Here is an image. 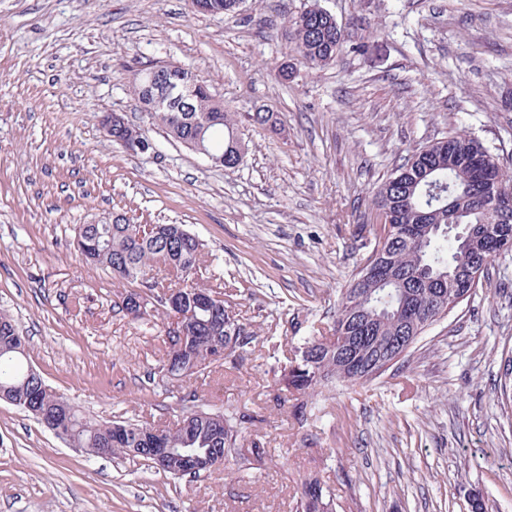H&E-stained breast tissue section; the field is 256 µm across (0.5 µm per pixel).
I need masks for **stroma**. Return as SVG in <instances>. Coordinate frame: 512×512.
<instances>
[{"mask_svg":"<svg viewBox=\"0 0 512 512\" xmlns=\"http://www.w3.org/2000/svg\"><path fill=\"white\" fill-rule=\"evenodd\" d=\"M329 11L347 48L303 64L293 20ZM191 68L236 114L240 165L215 167L168 137L133 92L144 66ZM290 77H283V70ZM512 0H0V311L46 383L101 421L171 425L154 322L85 264L76 229L124 214L181 224L209 285L237 290L254 354L212 371L203 398L253 414L264 460L173 479L138 459L71 447L0 402V512H291L304 478L333 512H512V252L408 355L362 386L329 385L297 422L279 384L293 338L332 320L373 237L378 186L418 147L465 131L512 165ZM273 112L276 127L250 116ZM124 114L154 149L106 137Z\"/></svg>","mask_w":512,"mask_h":512,"instance_id":"1","label":"stroma"}]
</instances>
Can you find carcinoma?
Instances as JSON below:
<instances>
[{
	"label": "carcinoma",
	"instance_id": "cac0c4a2",
	"mask_svg": "<svg viewBox=\"0 0 512 512\" xmlns=\"http://www.w3.org/2000/svg\"><path fill=\"white\" fill-rule=\"evenodd\" d=\"M207 13L230 14L240 0H204ZM296 50L302 62L321 67L332 62L343 49L345 37L334 16L305 9L293 22ZM162 78L171 84L188 83L192 88L191 112H158L157 119L168 136L185 146L205 140L210 152L231 169L243 159L244 147L237 135L234 114L213 102L208 87L191 79L189 69L170 66ZM497 188L512 198V168L503 166L482 142L464 132L432 141L414 151L379 186L375 206L390 208L395 228L380 231L367 245L357 273L336 304L332 325L326 334L305 336L294 347L292 357L281 365L285 390L294 397V407L304 413L307 397L329 383L364 385L388 370L391 360L377 336H402L409 330L421 334L425 326L411 328L396 314L401 298L419 300L429 312L443 302H452L453 288L443 284L452 277L465 288L475 273L489 275L495 258L481 239L491 233L512 243V211L486 207L480 198L484 186ZM408 224L428 227L423 246L411 245L400 232ZM181 224H158L149 233L124 215H114L104 224L79 227L78 251L82 258L104 267L112 276L136 282L141 291H128L125 304L137 305L136 320L167 315V292L180 286L186 307L207 295L210 307L198 311L189 324V338L180 343L163 332L166 359L162 370L175 382L199 377L226 364L244 361L255 351L252 324L239 318L233 294L217 292L194 283L202 260V243L183 235ZM371 265L387 267L394 286L369 292L363 281ZM224 345L225 354H218ZM13 399L35 410L58 412L64 436L75 448H88L92 455L135 458L155 463L151 448L162 443L171 448H195L220 465L230 459L258 461L266 454L260 443L244 447V425L253 416L234 410L213 409L203 403L198 388L180 392L182 416L161 433L146 436L151 424L135 421L101 422L90 418L63 395L48 387L44 379L30 376L27 353L13 317L0 312V388ZM333 499L316 478L303 484L292 512H333Z\"/></svg>",
	"mask_w": 512,
	"mask_h": 512
}]
</instances>
